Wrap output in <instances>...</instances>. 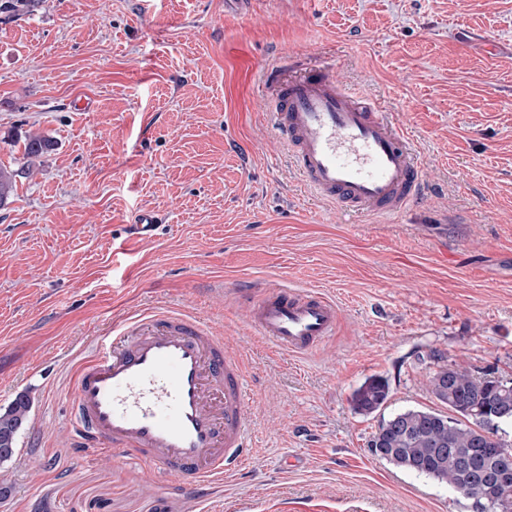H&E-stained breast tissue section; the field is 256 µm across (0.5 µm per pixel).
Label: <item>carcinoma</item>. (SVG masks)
<instances>
[{
    "label": "carcinoma",
    "mask_w": 512,
    "mask_h": 512,
    "mask_svg": "<svg viewBox=\"0 0 512 512\" xmlns=\"http://www.w3.org/2000/svg\"><path fill=\"white\" fill-rule=\"evenodd\" d=\"M37 2L0 0V14H28ZM54 147L53 138L31 135L24 142V159L31 165ZM22 173L0 166V208L10 203ZM428 385L448 412L409 409L383 420L369 442L371 452L398 468L447 483L471 502L473 512H512V483L496 479L501 454L512 452V445L494 435L499 424L512 423V385L501 386L458 365L439 368ZM388 397V382L371 377L355 390L352 403L357 412L369 415ZM29 412L25 394L0 410V448L15 446Z\"/></svg>",
    "instance_id": "1"
}]
</instances>
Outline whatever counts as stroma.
Returning <instances> with one entry per match:
<instances>
[{
    "mask_svg": "<svg viewBox=\"0 0 512 512\" xmlns=\"http://www.w3.org/2000/svg\"><path fill=\"white\" fill-rule=\"evenodd\" d=\"M287 57L408 134L427 183L411 210L310 192L262 88ZM32 133L55 148L0 209V408L32 401L0 512H471L368 442L438 408L440 367L512 382V0H40L0 19V163L21 168ZM243 285L320 290L339 329L278 350ZM162 309L223 336L248 377L251 452L205 487L113 462L68 423L79 367ZM372 376L388 400L357 413ZM388 397V382L382 377H371L355 390L352 403L358 413L369 415L381 409Z\"/></svg>",
    "mask_w": 512,
    "mask_h": 512,
    "instance_id": "stroma-1",
    "label": "stroma"
}]
</instances>
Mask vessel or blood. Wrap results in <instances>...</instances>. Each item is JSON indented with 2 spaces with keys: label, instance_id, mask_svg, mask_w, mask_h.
I'll return each instance as SVG.
<instances>
[{
  "label": "vessel or blood",
  "instance_id": "1",
  "mask_svg": "<svg viewBox=\"0 0 512 512\" xmlns=\"http://www.w3.org/2000/svg\"><path fill=\"white\" fill-rule=\"evenodd\" d=\"M264 83L269 120L317 198L391 217L424 194L417 151L387 113L292 59ZM238 295L258 333L291 354H310L336 334L340 308L321 291L243 287ZM248 410L245 372L223 337L192 316L162 312L129 318L111 352L82 366L69 417L113 460L134 454L208 485L247 458Z\"/></svg>",
  "mask_w": 512,
  "mask_h": 512
}]
</instances>
